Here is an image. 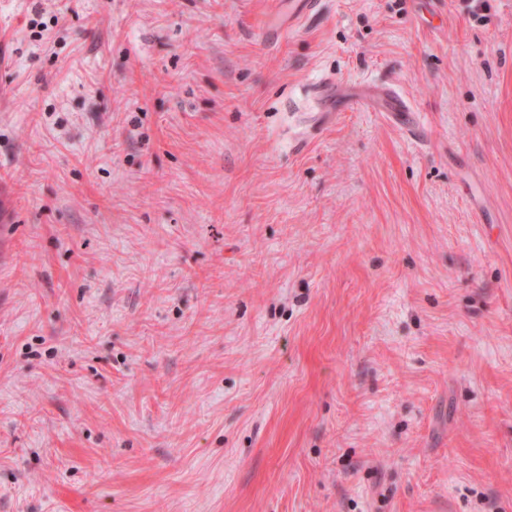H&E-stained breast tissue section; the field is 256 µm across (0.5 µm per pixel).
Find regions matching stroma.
Segmentation results:
<instances>
[{"label":"stroma","instance_id":"stroma-1","mask_svg":"<svg viewBox=\"0 0 512 512\" xmlns=\"http://www.w3.org/2000/svg\"><path fill=\"white\" fill-rule=\"evenodd\" d=\"M0 32V512H512V0ZM374 97L381 103L382 112H391L396 115H404L406 112H410V108L407 102L398 93L392 90H381L374 89L373 93H358L350 95L346 98V106H361L364 104V100L367 97Z\"/></svg>","mask_w":512,"mask_h":512}]
</instances>
